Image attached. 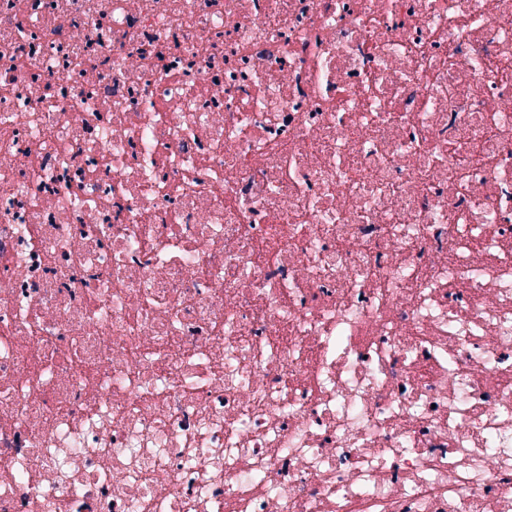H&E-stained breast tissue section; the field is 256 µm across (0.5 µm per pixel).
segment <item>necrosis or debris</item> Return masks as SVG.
<instances>
[{
  "label": "necrosis or debris",
  "instance_id": "necrosis-or-debris-1",
  "mask_svg": "<svg viewBox=\"0 0 512 512\" xmlns=\"http://www.w3.org/2000/svg\"><path fill=\"white\" fill-rule=\"evenodd\" d=\"M0 512H512V0H0Z\"/></svg>",
  "mask_w": 512,
  "mask_h": 512
}]
</instances>
